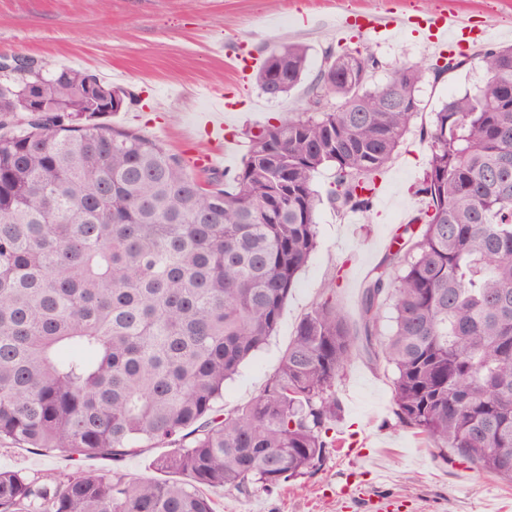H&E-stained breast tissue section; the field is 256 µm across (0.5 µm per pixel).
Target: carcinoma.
Returning <instances> with one entry per match:
<instances>
[{
    "mask_svg": "<svg viewBox=\"0 0 512 512\" xmlns=\"http://www.w3.org/2000/svg\"><path fill=\"white\" fill-rule=\"evenodd\" d=\"M480 61L484 87L421 124L424 205L367 277L360 322L369 342L391 310L380 351L400 422L512 481V45ZM307 62L302 44L271 48L262 93L288 95ZM463 65L430 72L438 82ZM379 67L368 52H325L305 106L246 131L241 167L206 188L137 130L81 122L130 91L0 61V440L72 460L168 448L158 465L184 476L0 471V512H213L203 488L271 492L341 445L329 432L355 337L335 283L263 392L220 401L275 333L318 247L319 207L370 222L376 180L423 115L430 72L405 64L374 86Z\"/></svg>",
    "mask_w": 512,
    "mask_h": 512,
    "instance_id": "1",
    "label": "carcinoma"
}]
</instances>
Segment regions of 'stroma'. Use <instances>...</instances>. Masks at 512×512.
I'll list each match as a JSON object with an SVG mask.
<instances>
[{
    "label": "stroma",
    "mask_w": 512,
    "mask_h": 512,
    "mask_svg": "<svg viewBox=\"0 0 512 512\" xmlns=\"http://www.w3.org/2000/svg\"><path fill=\"white\" fill-rule=\"evenodd\" d=\"M414 8L490 17L491 45L512 44V0H0V57L28 56L50 70H89L105 84L133 91L134 102L101 114V121L135 129L189 157L208 147L199 115L209 101L197 96L198 87L234 97L238 110L228 125L237 137L269 118L299 111L326 49L370 48L381 62L373 79L377 85L406 63L433 67L440 60L434 46L411 33L360 35L337 25L346 9L398 14ZM239 42L261 56L282 42L307 46L302 82L279 100L268 99L255 81L238 83L224 48ZM477 51L474 45L464 47L471 61L463 70L420 86L418 96L427 109L483 85ZM426 161L427 147L418 129H411L381 175L371 223L319 209L318 247L297 279L276 335L225 385V408L262 393L299 321L330 281L341 279L336 304L351 332H359L363 284L405 220L422 207L412 187ZM394 378L391 366L372 359L365 342H356L336 384L342 409L336 435L350 438V445L331 449L312 476L271 493L259 490L246 497L228 488L207 489L215 512H512V483L468 464L444 462L422 435L399 422ZM160 454V449L145 448L118 461L72 460L5 441L0 471L22 470L35 477L95 471L171 480V473L155 465Z\"/></svg>",
    "instance_id": "35a3bbf8"
}]
</instances>
